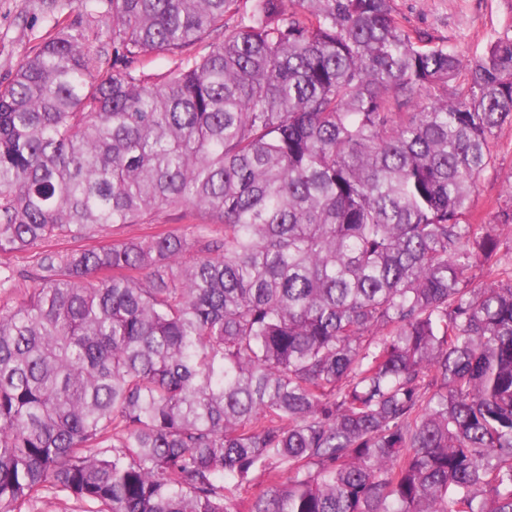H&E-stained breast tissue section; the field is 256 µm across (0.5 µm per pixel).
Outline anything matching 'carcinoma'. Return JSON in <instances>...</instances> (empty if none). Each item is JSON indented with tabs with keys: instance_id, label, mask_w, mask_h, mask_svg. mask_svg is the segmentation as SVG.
I'll return each mask as SVG.
<instances>
[{
	"instance_id": "cac0c4a2",
	"label": "carcinoma",
	"mask_w": 512,
	"mask_h": 512,
	"mask_svg": "<svg viewBox=\"0 0 512 512\" xmlns=\"http://www.w3.org/2000/svg\"><path fill=\"white\" fill-rule=\"evenodd\" d=\"M243 2L78 0L112 51L60 26L0 85V253L87 242L0 263V512H512V188L472 222L512 28ZM164 209L224 235H102Z\"/></svg>"
}]
</instances>
